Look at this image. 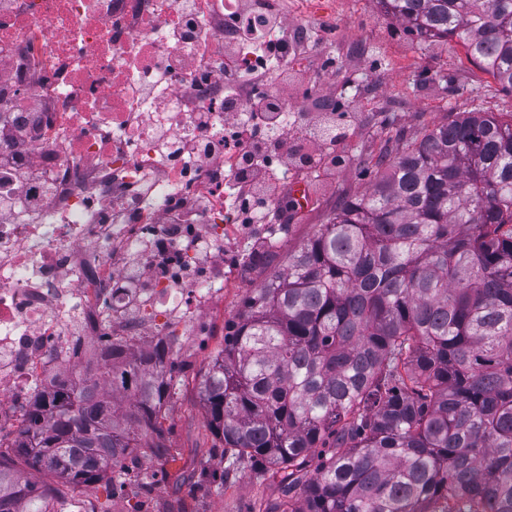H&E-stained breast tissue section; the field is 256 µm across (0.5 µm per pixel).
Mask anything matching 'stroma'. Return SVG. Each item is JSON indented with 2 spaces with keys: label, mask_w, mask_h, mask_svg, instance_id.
Returning a JSON list of instances; mask_svg holds the SVG:
<instances>
[{
  "label": "stroma",
  "mask_w": 512,
  "mask_h": 512,
  "mask_svg": "<svg viewBox=\"0 0 512 512\" xmlns=\"http://www.w3.org/2000/svg\"><path fill=\"white\" fill-rule=\"evenodd\" d=\"M289 26H303L306 55L292 80L288 105L304 112L328 99L341 103L337 122L353 116L350 135L335 147L343 162L335 170L295 168L290 183L305 185L306 203L283 224L243 230L224 242V288L212 304L179 329L174 353L180 382L165 408L163 428L171 455L146 458L148 478L129 482L113 496L105 483L69 487L68 502L109 503L112 512H256L262 499L277 496L276 484L243 475L224 488L203 481L202 472H222L224 456L214 447L199 393L200 375L224 346V326L238 315L253 288L290 252L326 223L339 203L371 185L376 160L395 154L399 137L484 106L512 113V94L473 65L458 40L420 44L401 23L386 16L377 0H290Z\"/></svg>",
  "instance_id": "stroma-1"
}]
</instances>
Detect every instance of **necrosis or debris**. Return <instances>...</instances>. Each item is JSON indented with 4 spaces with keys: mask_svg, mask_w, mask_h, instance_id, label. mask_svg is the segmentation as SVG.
<instances>
[{
    "mask_svg": "<svg viewBox=\"0 0 512 512\" xmlns=\"http://www.w3.org/2000/svg\"><path fill=\"white\" fill-rule=\"evenodd\" d=\"M192 0H0V59H13V88L53 99L49 112L29 114L40 137L27 155L0 157V419L21 405L68 360L75 337L136 342L162 336L168 322H187L224 287L221 260L195 282L176 287L172 272L194 264L197 249L237 233L224 218L225 178L239 156H220L216 171H165L159 135H197L193 78L229 52L248 56V43L275 37L283 24L266 12L246 20L237 0H210L198 27L214 45L212 58L194 55L195 36L163 27ZM139 48L142 64L167 67L170 107L152 113L154 89L127 62ZM36 164L40 180L28 206L15 200L14 168ZM122 211L106 210L114 196ZM153 240L161 273L128 312V263L135 241ZM67 268L70 280L58 272Z\"/></svg>",
    "mask_w": 512,
    "mask_h": 512,
    "instance_id": "1",
    "label": "necrosis or debris"
}]
</instances>
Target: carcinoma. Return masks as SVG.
<instances>
[{"label":"carcinoma","instance_id":"obj_1","mask_svg":"<svg viewBox=\"0 0 512 512\" xmlns=\"http://www.w3.org/2000/svg\"><path fill=\"white\" fill-rule=\"evenodd\" d=\"M378 2L512 89V0ZM375 167L245 298L203 373L213 479L276 481L259 512H512V120L460 112ZM173 346L114 343L103 383L38 392L0 436V512H59L62 487L104 479L119 494L139 459L168 457ZM17 458L62 486L36 489Z\"/></svg>","mask_w":512,"mask_h":512}]
</instances>
